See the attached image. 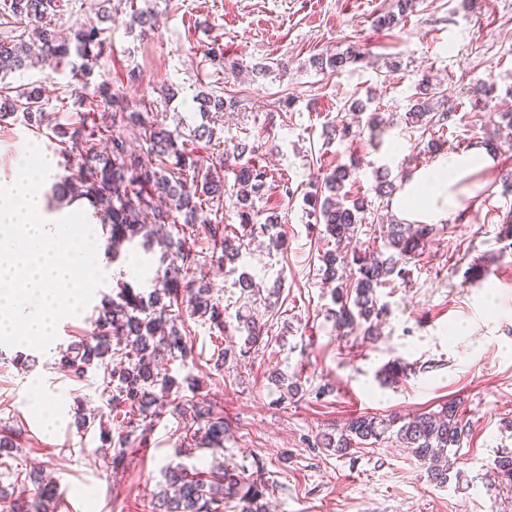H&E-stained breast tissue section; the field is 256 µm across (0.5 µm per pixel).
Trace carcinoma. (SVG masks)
<instances>
[{
	"mask_svg": "<svg viewBox=\"0 0 512 512\" xmlns=\"http://www.w3.org/2000/svg\"><path fill=\"white\" fill-rule=\"evenodd\" d=\"M8 12H0V24L6 37L0 39V82L4 75L28 68L36 59H53L70 68L71 80L87 87L107 38L105 29L81 26L68 38L51 29V15L61 0H5ZM15 18L33 27L37 40L26 38V31L11 26ZM77 56L82 63L72 62ZM201 116L222 112L237 105L216 93L199 92L195 97ZM86 108L79 123L65 126L58 112L48 111L42 88L34 83L0 87V121L22 122L37 130L46 127L60 139L81 145V164L53 186L57 196L76 193L92 201L102 230L112 249L111 261L120 258L123 243L142 236L143 247L157 243L169 261L164 279L145 294L123 288L108 300L93 321L92 336L67 346H59V369L83 380L102 372V397L109 410L106 422L94 413L87 415L76 405L74 424L81 431L98 426L103 455L110 458L112 471L125 470L128 456L148 445L154 426L166 413L167 397L181 389L169 373L159 368V358L171 356L185 360L192 355L193 344L171 314L173 306H183L192 319L210 322L215 338L224 340V307L205 283L189 277L197 264L190 241L204 238L210 248V261L218 265L237 260L246 248V239L256 231L269 236L275 247L285 242L279 224L267 219L258 223L255 200L266 185L264 167L244 160L254 153L240 144L224 150V168L232 169V186L209 170L202 171L200 159L178 144L180 134L155 123L150 112L143 111L122 94L111 93L103 100L92 95L83 99ZM105 105L107 120L96 121V112ZM451 112H436L428 103H414L406 113L412 124L446 126ZM138 135L147 145L140 154L128 149L124 132ZM361 162L338 165L316 178L312 190L304 196L306 215L324 226L334 248L324 252L323 277L336 283L331 310L336 331L341 336L360 332L372 336L385 305L379 289L406 276L410 260L423 253L433 231L430 224H407L395 220L383 231L380 249H365L354 241L357 226L365 223V198H350L345 182L355 180ZM234 198L236 217L243 233L230 236L224 220H201L206 208L222 210L224 195ZM239 331L246 332L245 343L258 347L263 329L251 315H237ZM234 345H217L213 369L219 373L236 360ZM183 420V439L196 450L214 451L224 443L227 424L216 405L193 401L176 407ZM470 422L464 419L461 405L450 402L437 411L392 416L384 419L363 413L351 417L336 436L324 434L320 445L339 456L390 438L426 466L430 481L448 483V471L458 462L452 449L461 448ZM21 428L0 429V448H20ZM497 475L512 482V453L495 461ZM165 488L156 496L153 512H224V505L238 502L240 512H266L270 486L262 480H249L224 468L206 474L191 473L178 464L164 471ZM33 489H27V485ZM12 488L18 491L10 502V512H57L58 485L40 471L23 470L15 474Z\"/></svg>",
	"mask_w": 512,
	"mask_h": 512,
	"instance_id": "carcinoma-1",
	"label": "carcinoma"
}]
</instances>
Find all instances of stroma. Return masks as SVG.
<instances>
[{"label":"stroma","instance_id":"1","mask_svg":"<svg viewBox=\"0 0 512 512\" xmlns=\"http://www.w3.org/2000/svg\"><path fill=\"white\" fill-rule=\"evenodd\" d=\"M135 7L156 16L148 35L129 27ZM109 10L96 80L150 103L154 119L179 131L208 167L217 166L224 147L244 142L269 170L257 206L277 217L287 248L275 249L258 234L236 262L201 268L225 308V339L243 348L236 316L249 311L263 325L266 344L219 373L209 364L216 343L208 325L186 319L192 357L167 358L162 366L197 380L196 389L176 394L177 402L205 400L223 409L230 426L224 450L177 455L182 420L171 408L147 448L130 456L125 472L113 473L97 451V430L78 432L69 412L77 397L87 410L101 407V380L70 377L57 368L55 351L87 336L103 297L133 282L113 277L91 307L58 323L54 348L0 345V426L23 430L21 450L0 455V483L12 481L7 466L40 468L58 480L62 512H152L166 467L218 463L272 484L271 512H512V483L494 470L496 457L512 451V187L503 182L512 174V126L501 118L512 113V0H412L403 14L397 0H110ZM388 12L398 13L397 24L378 27L377 17ZM213 44L224 49L220 71L203 54ZM349 51L360 60L341 70L316 63ZM133 68L141 79L132 85ZM426 75L439 86L434 111L453 114L446 127L405 119ZM8 80L40 85L54 101L63 98L69 77L39 61ZM210 89L238 101V109L201 118L194 97ZM355 101L381 112L385 128L352 140L329 138L331 124L351 121ZM203 123L211 140L192 135ZM431 141L445 153L492 144L495 174L474 175L480 190L456 219L434 225L406 281L381 289L387 312L377 340L340 336L320 270L327 239L309 224L303 197L318 173L361 158L346 189L368 201L360 245L378 246L375 233L394 214L372 190L376 171L402 182L432 161L425 151ZM27 142L55 161L43 188L52 199L78 152L49 129L0 123V182L16 175ZM244 272L271 293L270 304L249 301L238 284ZM20 353L26 366L14 361ZM396 359L406 363V378L383 384L381 369ZM278 373L298 379V396L283 397ZM34 383L58 409L53 431L31 407ZM451 399L461 401L471 426L458 451L461 475L447 486L431 483L417 458L389 440L346 456L316 446L321 434H337L355 414L403 416Z\"/></svg>","mask_w":512,"mask_h":512}]
</instances>
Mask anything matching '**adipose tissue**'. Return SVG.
<instances>
[{
    "instance_id": "obj_1",
    "label": "adipose tissue",
    "mask_w": 512,
    "mask_h": 512,
    "mask_svg": "<svg viewBox=\"0 0 512 512\" xmlns=\"http://www.w3.org/2000/svg\"><path fill=\"white\" fill-rule=\"evenodd\" d=\"M494 155L481 146L454 152L418 169L391 202L392 208L409 223L441 224L463 208L461 180L479 172L494 171Z\"/></svg>"
}]
</instances>
